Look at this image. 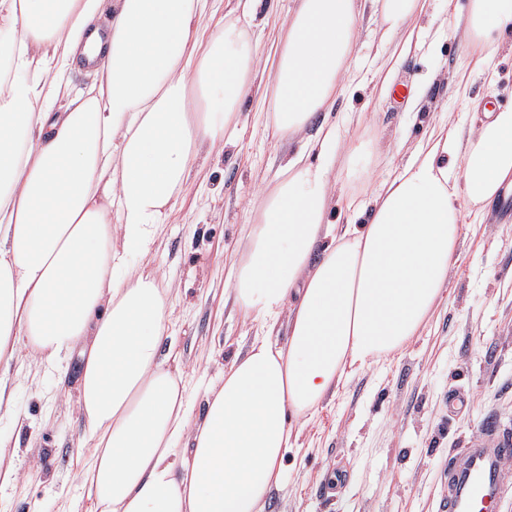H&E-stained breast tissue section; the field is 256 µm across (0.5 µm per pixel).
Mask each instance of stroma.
Instances as JSON below:
<instances>
[{
    "label": "stroma",
    "mask_w": 512,
    "mask_h": 512,
    "mask_svg": "<svg viewBox=\"0 0 512 512\" xmlns=\"http://www.w3.org/2000/svg\"><path fill=\"white\" fill-rule=\"evenodd\" d=\"M296 0H264L254 37L261 58L243 103L234 145L203 150L204 169L162 225L131 276H155L174 300L169 340L194 390L195 413L256 331L233 305L225 278L245 251L250 202L274 186L282 161L316 158L307 134L282 141L267 124L273 53ZM346 91L319 121L336 130L327 220L363 223L383 181L428 140L456 123L469 132L476 101L512 106V29L492 51L494 83L471 75L461 43L469 0H426L409 30L387 31L371 0H360ZM376 142L348 179V146ZM507 205L489 208L463 240L442 298L420 332L398 353L350 371L301 428L283 460L284 480L265 512H435L446 489L450 453L512 437V221ZM77 360L64 371L22 358L10 366L15 416L0 420L7 446L0 464L19 469L0 490V512H58L75 497L81 439Z\"/></svg>",
    "instance_id": "1"
}]
</instances>
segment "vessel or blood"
I'll return each instance as SVG.
<instances>
[{"instance_id":"b4317fda","label":"vessel or blood","mask_w":512,"mask_h":512,"mask_svg":"<svg viewBox=\"0 0 512 512\" xmlns=\"http://www.w3.org/2000/svg\"><path fill=\"white\" fill-rule=\"evenodd\" d=\"M512 462V439L476 444L448 460V493L440 512H498L505 465Z\"/></svg>"}]
</instances>
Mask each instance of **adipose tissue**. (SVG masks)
<instances>
[{
    "mask_svg": "<svg viewBox=\"0 0 512 512\" xmlns=\"http://www.w3.org/2000/svg\"><path fill=\"white\" fill-rule=\"evenodd\" d=\"M209 0H0V364L78 358L84 420L67 512H264L298 430L347 368L400 351L438 303L463 206L512 188V107L465 146L430 137L364 224H330L328 160L288 159L251 210L227 284L257 325L192 420L162 341L171 295L121 275L145 256L201 170L231 140L259 67L236 17L203 33ZM356 0H298L272 75L275 134L303 133L342 94ZM512 28V0H470L467 43ZM94 81L68 93L77 60ZM285 323L284 339L274 338Z\"/></svg>",
    "mask_w": 512,
    "mask_h": 512,
    "instance_id": "ef3b65f1",
    "label": "adipose tissue"
}]
</instances>
